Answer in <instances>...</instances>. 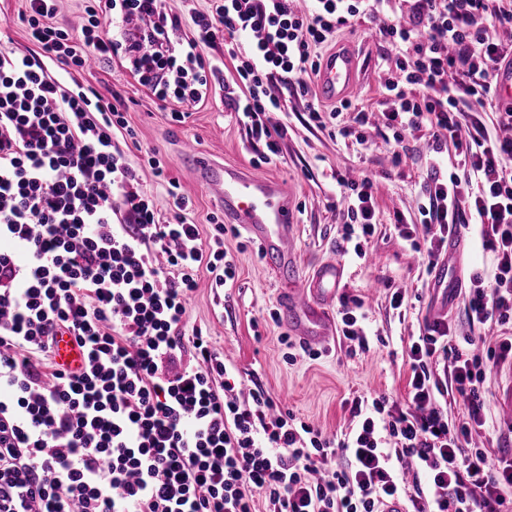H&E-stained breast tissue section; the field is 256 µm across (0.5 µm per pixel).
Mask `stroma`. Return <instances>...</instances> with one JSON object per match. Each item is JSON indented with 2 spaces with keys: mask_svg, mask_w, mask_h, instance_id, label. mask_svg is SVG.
<instances>
[{
  "mask_svg": "<svg viewBox=\"0 0 512 512\" xmlns=\"http://www.w3.org/2000/svg\"><path fill=\"white\" fill-rule=\"evenodd\" d=\"M25 10V0H0V29L6 33L0 47L19 54L35 51L22 19ZM394 19L390 12L364 17L330 40L334 46H352L358 54V103L368 117L367 143L340 134L349 117L331 118L333 103H322L328 119L321 127L310 120L306 102L285 89L281 92L282 109L271 113L270 119L287 123L288 136L281 144L280 157L265 166L266 172L289 181L296 192L299 228L294 250L301 272L309 273L314 265L332 257L345 265L348 276L340 297L351 305L362 303L367 314L368 349L360 350L348 340L335 341L319 359H309L301 352L289 357L282 342L287 330L270 317L277 309L275 278L243 234L225 239L237 264L233 288L219 293L212 288L209 274L199 271L185 327L186 332L199 329L210 336L244 387L260 384L285 409L330 435L348 424L354 397L386 393L405 399L406 348L410 339L423 331L432 304L445 297L444 290L434 286L425 261L410 249L397 228L401 222L420 221L418 198L426 175V145L421 140L396 144L391 130L381 123V114L389 107L381 85L395 54L378 40L376 32ZM74 77L84 87L99 91L109 87L124 98L125 117L136 133L130 160L133 166L143 168L145 186L161 218L175 213L166 185L171 179L189 200L184 212L188 222L199 225L206 234L212 222L222 221L220 208L181 154L185 143L191 142L221 163L250 168L259 158L262 145L252 140L234 112L224 108L223 90L189 108L187 117L178 123L144 95L126 70L112 63L92 65L75 72ZM152 154L165 164L166 181H157L147 170V158ZM362 173L373 180L376 213L375 232L364 241L365 255L360 258L339 246L343 219L337 180ZM398 290L406 293L403 312L390 305L392 293Z\"/></svg>",
  "mask_w": 512,
  "mask_h": 512,
  "instance_id": "35a3bbf8",
  "label": "stroma"
}]
</instances>
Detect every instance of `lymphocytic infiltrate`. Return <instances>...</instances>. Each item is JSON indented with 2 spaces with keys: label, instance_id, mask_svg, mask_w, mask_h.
I'll return each mask as SVG.
<instances>
[{
  "label": "lymphocytic infiltrate",
  "instance_id": "lymphocytic-infiltrate-1",
  "mask_svg": "<svg viewBox=\"0 0 512 512\" xmlns=\"http://www.w3.org/2000/svg\"><path fill=\"white\" fill-rule=\"evenodd\" d=\"M391 2L313 0L303 16L293 0H210L185 36L161 0H93L75 37L55 24L54 0H27L39 55L0 50V512H379L394 496L409 512L512 504V454L492 466L476 444L488 377L512 365V137L490 136L479 118L512 57L489 36L512 25V0H403L408 21L379 31L396 51L385 125L399 143L428 132L421 227L403 235L434 266L474 228L495 270L470 274L465 315L503 333L428 324L409 346L406 399H353L336 439L261 387L241 392L209 337L186 334L196 271L215 288L236 279L225 228L202 239L181 196L161 220L129 159L121 94L68 80L92 61L118 63L177 122L223 81L267 164L288 134L266 118L281 109V86L310 97L318 48ZM220 38L233 42L227 78L204 55ZM340 185L342 241L371 236L372 180ZM63 333L84 353L79 370L56 359ZM335 455L342 465L324 474Z\"/></svg>",
  "mask_w": 512,
  "mask_h": 512
}]
</instances>
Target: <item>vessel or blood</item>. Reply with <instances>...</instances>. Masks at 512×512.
Segmentation results:
<instances>
[{"instance_id": "vessel-or-blood-1", "label": "vessel or blood", "mask_w": 512, "mask_h": 512, "mask_svg": "<svg viewBox=\"0 0 512 512\" xmlns=\"http://www.w3.org/2000/svg\"><path fill=\"white\" fill-rule=\"evenodd\" d=\"M355 72L352 49L340 48L328 54L316 74L321 100L338 101L356 93ZM495 96L501 106L512 108V63L497 70ZM185 156L195 167L200 183L215 193L225 223L243 229L274 271L278 316L289 334L306 347H326L336 337L333 309L346 272L342 264L327 260L310 274L300 273L292 249L298 227L292 186L261 169L214 163L191 143L185 146ZM56 353L70 369H80L84 363L82 351L69 336L58 337Z\"/></svg>"}]
</instances>
